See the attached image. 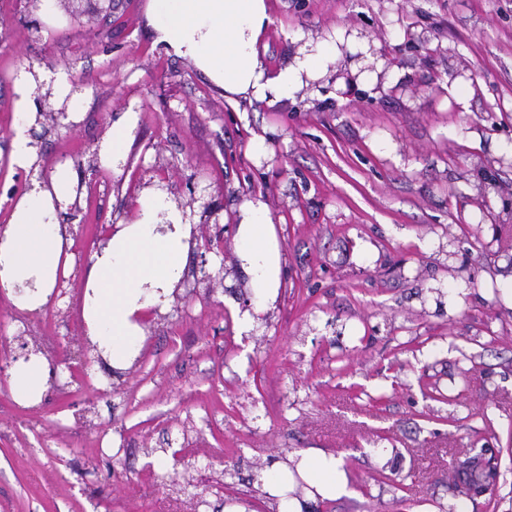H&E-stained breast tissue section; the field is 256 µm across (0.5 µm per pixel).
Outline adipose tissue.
<instances>
[{
    "mask_svg": "<svg viewBox=\"0 0 512 512\" xmlns=\"http://www.w3.org/2000/svg\"><path fill=\"white\" fill-rule=\"evenodd\" d=\"M146 20L155 44L189 60L226 100L270 105L295 96L322 79L336 63L340 45L368 52L363 39L335 30L331 40L309 42L292 61L270 66L260 47L272 23L267 0H147ZM19 116L12 129L10 163L27 170L39 161V147L28 130L38 120L35 101L50 97L75 106L77 97L65 73L21 69L15 80ZM135 113L116 117L100 140L101 166L123 165ZM79 182L69 164H60L49 180L33 181L16 202L7 224L0 227V288L15 308L36 311L51 300L60 276L73 263L69 226L58 211L78 196ZM195 218L162 186L144 191L136 201L133 220L113 224L95 249L83 275V332L112 369H128L144 341L149 318L165 312L180 288L184 266L196 246ZM237 256L249 276L255 300L239 318L249 328L275 301L282 280V252L267 202L257 196L238 211ZM51 370L35 351L19 358L9 374L14 400L35 402L45 391ZM312 488L314 496L335 500L347 492L339 460L316 450L297 471L280 467L269 472L265 490L279 499L278 512H303L299 499L286 497L294 476Z\"/></svg>",
    "mask_w": 512,
    "mask_h": 512,
    "instance_id": "ef3b65f1",
    "label": "adipose tissue"
}]
</instances>
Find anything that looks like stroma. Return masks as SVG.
Wrapping results in <instances>:
<instances>
[{
  "mask_svg": "<svg viewBox=\"0 0 512 512\" xmlns=\"http://www.w3.org/2000/svg\"><path fill=\"white\" fill-rule=\"evenodd\" d=\"M111 16L0 0V225L31 182L11 167L14 77L63 71L78 121L36 125L39 175L58 157L82 197L72 253L94 251L142 191L221 202L218 242L120 373L85 345L82 265L41 311L0 290V512H277L270 470L339 457L349 493L308 512H512V0H269L266 60L342 28L319 91L228 104L153 43L147 0ZM138 114L120 172L88 162L114 116ZM264 137L265 156L250 144ZM265 198L283 283L255 328L236 221ZM52 362L36 405L7 371ZM495 458L499 484L461 500L456 467Z\"/></svg>",
  "mask_w": 512,
  "mask_h": 512,
  "instance_id": "1",
  "label": "stroma"
}]
</instances>
